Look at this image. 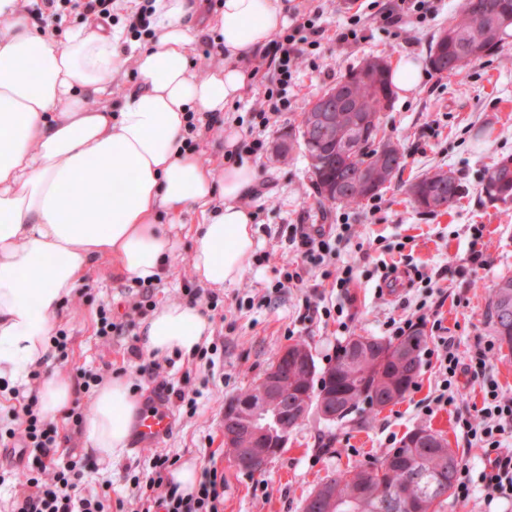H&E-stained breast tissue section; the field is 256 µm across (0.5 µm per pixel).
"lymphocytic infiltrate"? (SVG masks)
I'll return each mask as SVG.
<instances>
[{
    "mask_svg": "<svg viewBox=\"0 0 512 512\" xmlns=\"http://www.w3.org/2000/svg\"><path fill=\"white\" fill-rule=\"evenodd\" d=\"M322 27L306 19L289 27L287 34L272 40L266 55L278 73L277 86L269 90V99L289 102L294 74L312 51L319 47ZM430 324L432 343L424 347V355L436 359L440 382L434 398L438 404H453L459 367H467L473 377L482 379L484 396L481 406L458 414L456 424L469 444L481 448L487 460L481 471L461 465L455 481V495L468 501L475 493L485 500L512 499V395L504 394L487 375L489 348L477 349L469 364H462L454 337L448 336L440 320L430 312L417 319L390 320V336L401 338L414 332L418 325ZM25 416L22 431L7 430L0 434V443L21 438L22 479L16 484L9 512H106L97 496L78 492L82 469L75 460H63L56 427L42 421L32 403L21 406ZM175 461L169 455L156 453L150 459L151 474L145 488L134 497L132 512H224V474L217 465L206 467L197 488L180 492L171 477Z\"/></svg>",
    "mask_w": 512,
    "mask_h": 512,
    "instance_id": "obj_1",
    "label": "lymphocytic infiltrate"
}]
</instances>
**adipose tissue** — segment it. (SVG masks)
I'll list each match as a JSON object with an SVG mask.
<instances>
[{
    "instance_id": "obj_1",
    "label": "adipose tissue",
    "mask_w": 512,
    "mask_h": 512,
    "mask_svg": "<svg viewBox=\"0 0 512 512\" xmlns=\"http://www.w3.org/2000/svg\"><path fill=\"white\" fill-rule=\"evenodd\" d=\"M154 38L130 47L121 30L83 25L57 39L33 31L19 0H0V381L27 383L52 347L56 318L103 261L132 278L162 274L183 217L196 211L190 263L211 288L237 283L255 248L246 206L259 178L251 162L210 167L184 146L187 115L207 127L241 98L245 61L287 26L286 0H221L216 43L224 64L207 78L191 69L195 0H155ZM133 66L138 80L120 111L103 106ZM211 334L199 306L169 302L139 330L155 357L197 352ZM54 417L74 388L59 372L39 384ZM138 402L125 378L96 392L83 426L88 451L121 458Z\"/></svg>"
}]
</instances>
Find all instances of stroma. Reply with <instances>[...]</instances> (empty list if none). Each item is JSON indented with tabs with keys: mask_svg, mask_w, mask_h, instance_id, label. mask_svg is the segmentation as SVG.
Here are the masks:
<instances>
[{
	"mask_svg": "<svg viewBox=\"0 0 512 512\" xmlns=\"http://www.w3.org/2000/svg\"><path fill=\"white\" fill-rule=\"evenodd\" d=\"M294 2L301 16L315 17L326 33L312 63L295 76L290 108L274 116L264 134L268 150L258 162L256 192L247 201L256 216L257 246L242 279L226 288L201 287L189 261L190 237L185 234L151 287L150 300L156 307L183 301L186 289L201 288L199 304L213 324L209 342L218 348L213 364L176 355L160 358L158 375L141 373L127 352L130 338L97 336L100 307L110 308L113 320L123 323L142 293L134 278L117 273L111 262L102 263L66 302L56 329L69 339L68 355L53 356L40 365V372L58 370L72 378L82 367L108 379L122 368L130 384L138 385L143 406L162 401L173 415V429L165 439L151 446L130 439L124 457L112 462L90 455L81 429L66 415L57 416L54 424L67 439V455L83 464L82 494L103 495L112 504L132 501L136 493L132 476L147 477L151 456L161 452L202 467L216 462L224 472V512H303L307 496L320 482L351 465L379 459L421 426L442 433L450 448L474 469L486 463L482 450L467 446L455 424L457 412L481 404L482 380L460 373L454 404L426 412L438 370L429 357L422 360L416 387L381 413L353 415L336 424L310 411L292 429L286 448L257 475L228 460L224 403L257 383L283 347L305 341L323 369L334 362L337 346L350 334L386 337L388 320L415 314L422 304L436 309L443 327L455 337L462 361L493 344L489 374L512 394V354L496 349L497 338L486 316L494 283L512 276V206L490 200L481 181L484 169L512 157V36L495 55L461 74L440 75L427 69L416 90L395 97L386 114L385 134L403 144L405 169L380 195L347 208L320 203L301 151L284 160L276 156L275 145L298 125L311 96L333 85L364 57L379 55L395 64L407 58L426 65L429 45L447 25L457 0H429L435 18L403 30L374 24L371 0ZM217 12V0H198L196 24L202 36L193 43L190 56L201 79L224 63L221 55L207 58L201 52L203 43L214 39L209 27ZM354 15L367 27L366 40L351 47L337 43V26ZM277 79L274 69L261 67L242 98L225 111L223 126L198 138L202 165L224 161L225 127L250 119ZM437 167L454 170L464 191L447 213L419 212L410 204L405 184ZM343 224L350 231L341 240L337 234ZM474 224L484 227L481 243L490 265L473 272L467 257ZM317 230L336 239L330 268L348 264L356 268L357 281L346 292L332 288L321 268L303 262L294 235ZM410 263L430 275L431 284H409L404 270ZM297 267L303 284L276 289L284 271ZM314 292L323 305L343 307L347 324L309 312L308 298ZM163 381L196 392V414H188L177 400H161L157 387Z\"/></svg>",
	"mask_w": 512,
	"mask_h": 512,
	"instance_id": "stroma-1",
	"label": "stroma"
}]
</instances>
